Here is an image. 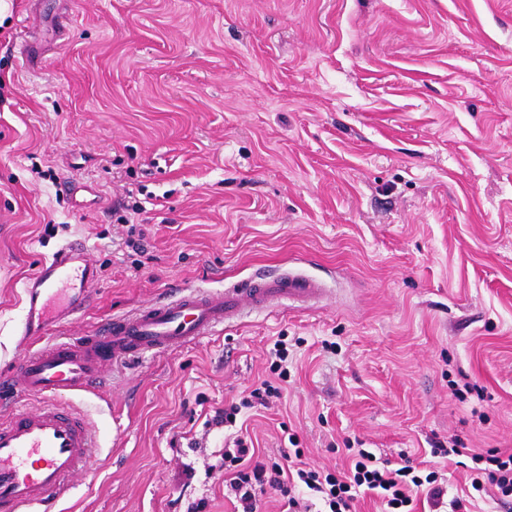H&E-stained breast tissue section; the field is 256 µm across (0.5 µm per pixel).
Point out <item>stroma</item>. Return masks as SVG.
Masks as SVG:
<instances>
[{"label":"stroma","mask_w":512,"mask_h":512,"mask_svg":"<svg viewBox=\"0 0 512 512\" xmlns=\"http://www.w3.org/2000/svg\"><path fill=\"white\" fill-rule=\"evenodd\" d=\"M71 241L83 335L263 270L329 291L67 397L99 446L51 512H235L213 415L264 381L281 399L237 417L263 460L512 451V0H0V369Z\"/></svg>","instance_id":"stroma-1"}]
</instances>
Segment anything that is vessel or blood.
I'll return each instance as SVG.
<instances>
[{
  "label": "vessel or blood",
  "mask_w": 512,
  "mask_h": 512,
  "mask_svg": "<svg viewBox=\"0 0 512 512\" xmlns=\"http://www.w3.org/2000/svg\"><path fill=\"white\" fill-rule=\"evenodd\" d=\"M97 281L87 248L68 243L25 283L20 341L28 350L0 375V386L41 396L43 402L0 419V512H47L70 495V479L91 457L97 435L91 420L61 399L98 390L106 382V367L182 348L273 304L303 305L325 294L314 278L258 273L230 288L174 290L105 321L92 336H50V326L63 328L77 319Z\"/></svg>",
  "instance_id": "vessel-or-blood-1"
}]
</instances>
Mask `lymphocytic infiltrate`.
Listing matches in <instances>:
<instances>
[{
    "instance_id": "f902f5d3",
    "label": "lymphocytic infiltrate",
    "mask_w": 512,
    "mask_h": 512,
    "mask_svg": "<svg viewBox=\"0 0 512 512\" xmlns=\"http://www.w3.org/2000/svg\"><path fill=\"white\" fill-rule=\"evenodd\" d=\"M432 456L441 458L466 457L470 487L477 495H491L494 503L505 512L512 507V452L496 449L479 453L466 448L460 439L449 438L447 444L433 448ZM224 467L232 476L225 486L235 498L241 512H257L256 491L282 483L283 467L278 462L255 460L245 440L236 439L234 447L224 451ZM296 476L310 492L309 498L289 497V512H310V498L322 501L327 512H352L354 501L366 491L377 492L386 512H413V495L425 492L428 503L435 508L450 507L461 512L463 504L448 499V488L439 471L421 469L409 460L398 464L377 463L372 453L357 449L352 453L348 471L332 473L314 468H300Z\"/></svg>"
}]
</instances>
